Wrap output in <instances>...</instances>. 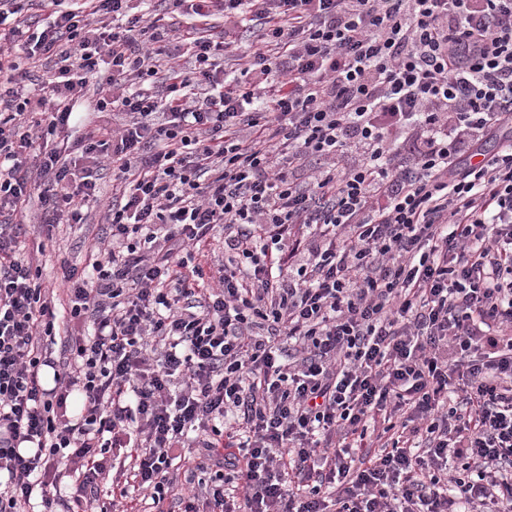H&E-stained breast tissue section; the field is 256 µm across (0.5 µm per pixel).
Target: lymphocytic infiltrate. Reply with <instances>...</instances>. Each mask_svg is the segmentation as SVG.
<instances>
[{
	"label": "lymphocytic infiltrate",
	"mask_w": 512,
	"mask_h": 512,
	"mask_svg": "<svg viewBox=\"0 0 512 512\" xmlns=\"http://www.w3.org/2000/svg\"><path fill=\"white\" fill-rule=\"evenodd\" d=\"M172 2L0 0V512H512V0ZM96 95L93 96L92 91L85 97L84 100V110L88 114H86L88 129L90 128H107L112 129V127H116L120 122L119 118L116 115H113V112H98L96 108ZM84 224H58L56 244L49 245L41 253H36L38 238L32 232L22 237V253L34 254L42 272V279L55 281L60 273L61 261L66 259L79 270L86 265L87 251L99 239L105 237L107 224H102V214L96 208L88 210Z\"/></svg>",
	"instance_id": "lymphocytic-infiltrate-1"
}]
</instances>
